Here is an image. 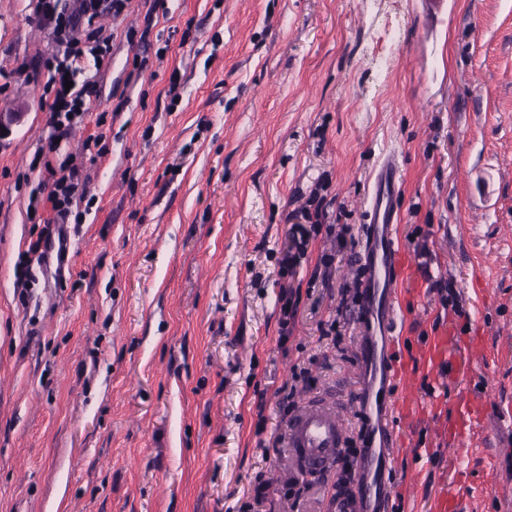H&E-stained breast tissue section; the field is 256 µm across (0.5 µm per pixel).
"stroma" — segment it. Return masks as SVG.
<instances>
[{
    "instance_id": "obj_1",
    "label": "stroma",
    "mask_w": 512,
    "mask_h": 512,
    "mask_svg": "<svg viewBox=\"0 0 512 512\" xmlns=\"http://www.w3.org/2000/svg\"><path fill=\"white\" fill-rule=\"evenodd\" d=\"M72 6L0 0V112L20 115L0 140V512H246L258 485V512H325L336 476L298 475L288 419L328 398L354 469V277L388 150L395 395L412 410L391 494L406 512L451 494L512 512V0H448L430 30L422 0H131L103 20L98 97L50 155L87 188L61 264L28 251L50 119L31 63L56 48L48 11ZM318 208L328 228L282 272L290 225ZM285 288L300 303L284 340ZM328 322L339 344L320 339ZM437 336L448 358L431 371Z\"/></svg>"
}]
</instances>
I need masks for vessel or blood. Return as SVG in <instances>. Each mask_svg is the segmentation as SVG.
I'll list each match as a JSON object with an SVG mask.
<instances>
[{"instance_id": "obj_1", "label": "vessel or blood", "mask_w": 512, "mask_h": 512, "mask_svg": "<svg viewBox=\"0 0 512 512\" xmlns=\"http://www.w3.org/2000/svg\"><path fill=\"white\" fill-rule=\"evenodd\" d=\"M400 166L387 154L371 186L370 204L362 226L359 281L358 365L361 383L357 403L364 424L355 483L329 500L327 512H396L391 496V460L396 447L394 419L399 409L393 385L399 375L394 333L395 301L403 266L398 238L396 197ZM343 434L329 406H305L290 421L288 446L299 471H331Z\"/></svg>"}]
</instances>
